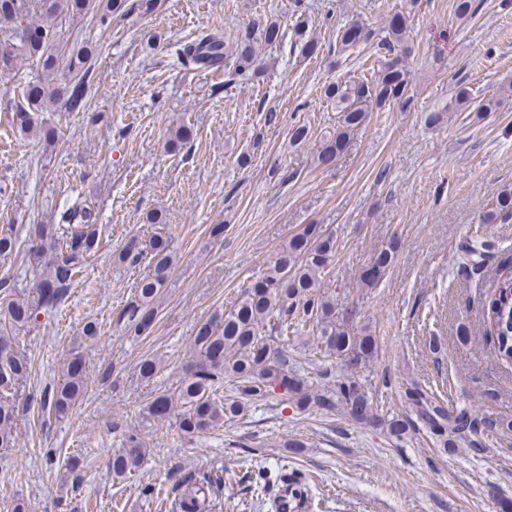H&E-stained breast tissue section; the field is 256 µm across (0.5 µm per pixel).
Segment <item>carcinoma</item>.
<instances>
[{
	"instance_id": "carcinoma-1",
	"label": "carcinoma",
	"mask_w": 512,
	"mask_h": 512,
	"mask_svg": "<svg viewBox=\"0 0 512 512\" xmlns=\"http://www.w3.org/2000/svg\"><path fill=\"white\" fill-rule=\"evenodd\" d=\"M126 0H0V28L9 31L0 41V74H10L18 62L29 59L46 71L61 68L72 74V81L52 90L30 84L24 102L12 112V124L23 134L35 135L51 145L56 136L39 121L38 113L49 103L64 99L67 108L78 112L87 106L92 86V67L87 65L93 48L83 45L65 54L55 44L49 21L61 15H87L104 25L114 14L125 12ZM38 10L44 16L39 25H24L22 20ZM408 20L403 13L393 15L375 34L357 18L336 30V43L350 49L363 41L377 39L373 73L357 81L331 82L322 88L324 100L337 112L336 130L325 136L313 161L318 168H330L344 152L351 138L367 122L368 112L378 111L407 100L410 72L407 59ZM305 17L297 16L294 34L303 52L312 55L318 44L306 34ZM281 23L267 18L247 30L231 53L224 37L206 33L175 49L176 65L195 69L204 64L236 60V70L259 77L255 66L259 48L283 39ZM500 99H477L472 89L460 84L441 110L431 112L427 121L439 124L451 112H493ZM192 129L178 126L171 132L168 146L180 149L190 142ZM512 218V186L496 192V204L484 221ZM99 247L97 214L88 206L68 207L59 214L57 224H39L36 242L27 249L29 260L41 267L39 288L33 296L22 297L11 283L0 282V448H14L17 441L18 397L30 371V359L15 346L17 330L37 320L38 314L59 308L88 258ZM394 245L374 254L360 272L359 285L375 287L392 266ZM336 239L316 233L308 225L288 238L256 280L250 282L223 312L215 313L199 325L193 338V353L185 365L184 377L172 391L158 393L146 406L147 413L168 422L181 436H195L248 412L250 403L277 392L297 410L340 411L355 423L381 425L398 440L419 427L436 436L439 447L453 453L464 445L467 433L480 428L492 435L512 432V419L487 421L469 409L447 408L421 387L405 391L415 418L398 415L385 418L379 405L356 377L357 369L377 352L375 332L357 327L358 310L338 302L336 292L322 287V274L336 258ZM177 254L167 239L156 235L147 247L134 244L113 256L121 269L141 263L150 267L148 275L136 282V299L126 308L130 328L137 336L150 329L154 303ZM484 334L494 344L498 358L512 362V267L504 269L495 287L483 302ZM307 323L315 327L319 343L329 356L339 360L344 373L334 386L320 385L289 367V335ZM88 391L87 368L83 357L74 353L61 367V375L43 407L59 419L68 416L82 403ZM144 443L135 435L127 438L126 449L108 461L112 475L122 479L139 468L145 455ZM224 476L217 473L186 475L176 486L169 502L170 512H223L221 487Z\"/></svg>"
}]
</instances>
